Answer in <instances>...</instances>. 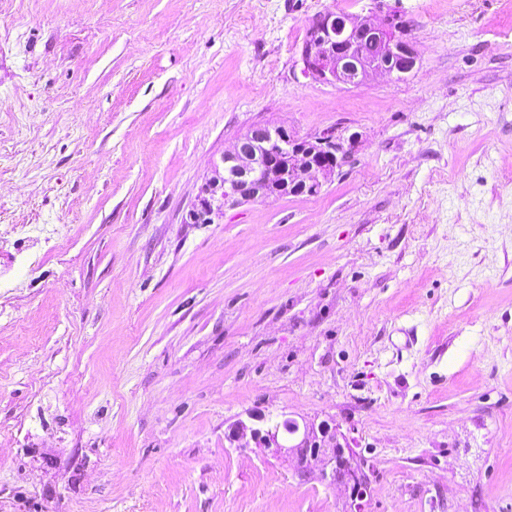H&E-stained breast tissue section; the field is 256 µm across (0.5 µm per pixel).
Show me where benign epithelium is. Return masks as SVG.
<instances>
[{"label": "benign epithelium", "mask_w": 512, "mask_h": 512, "mask_svg": "<svg viewBox=\"0 0 512 512\" xmlns=\"http://www.w3.org/2000/svg\"><path fill=\"white\" fill-rule=\"evenodd\" d=\"M364 43L372 53L360 50ZM301 62L306 77L357 86L375 75L407 74L417 56L399 27H386L370 16L327 11L314 19ZM354 144L355 138L345 140L331 130L307 138L285 126L256 124L212 163L188 211L189 223L212 224L227 207L277 198L285 190L314 196L347 161ZM248 419L233 425L229 441L250 436L256 447L294 461L300 475L317 470L322 478L350 488L355 507H360L365 475L337 427L325 421L301 426L285 415L250 413Z\"/></svg>", "instance_id": "obj_1"}]
</instances>
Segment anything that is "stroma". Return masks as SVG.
I'll return each instance as SVG.
<instances>
[{
  "instance_id": "stroma-1",
  "label": "stroma",
  "mask_w": 512,
  "mask_h": 512,
  "mask_svg": "<svg viewBox=\"0 0 512 512\" xmlns=\"http://www.w3.org/2000/svg\"><path fill=\"white\" fill-rule=\"evenodd\" d=\"M326 11L415 69L304 77ZM259 123L357 146L186 223ZM251 412L339 427L364 512H512V0H0V512H350Z\"/></svg>"
}]
</instances>
